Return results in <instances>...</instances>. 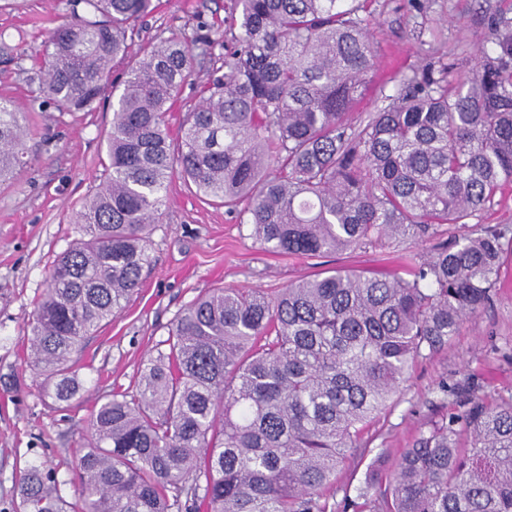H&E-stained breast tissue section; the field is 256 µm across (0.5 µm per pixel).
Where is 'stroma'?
<instances>
[{"instance_id":"1","label":"stroma","mask_w":512,"mask_h":512,"mask_svg":"<svg viewBox=\"0 0 512 512\" xmlns=\"http://www.w3.org/2000/svg\"><path fill=\"white\" fill-rule=\"evenodd\" d=\"M135 45L174 34L194 36L201 26L224 19L229 0H152ZM367 0L374 20L375 85L393 93L394 77L427 62L447 64L454 78L468 76L490 33V16L512 10V0ZM72 0H0V98L13 100L28 115L33 134L26 162L15 179L0 183V512H18L19 473L35 464L53 471L61 493L76 503V452L88 437L97 403L137 380L156 355L175 315L200 293L216 287L259 288L273 292L291 282L339 268L366 273L396 269L404 253H426L406 240L389 247L301 258L263 249L247 226L224 205L199 194L173 176L160 224L151 235L152 264L125 308L92 336L74 368L83 395L58 407L50 381L26 362L35 302L56 257L76 236L75 209L103 180L101 147L112 110L100 102L91 112H60L39 98L37 60L44 33ZM223 48L197 67L172 112L177 131L185 112L199 101V87L221 67ZM504 286L478 314L465 321L448 346L417 360L398 399L365 430L328 498H356L372 474L390 475L401 448L420 427L444 416L463 414L455 393L493 404L512 398V264L502 270ZM447 393H440L439 384Z\"/></svg>"}]
</instances>
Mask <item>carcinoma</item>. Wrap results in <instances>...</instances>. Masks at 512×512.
<instances>
[{
  "instance_id": "carcinoma-1",
  "label": "carcinoma",
  "mask_w": 512,
  "mask_h": 512,
  "mask_svg": "<svg viewBox=\"0 0 512 512\" xmlns=\"http://www.w3.org/2000/svg\"><path fill=\"white\" fill-rule=\"evenodd\" d=\"M45 34L41 91L90 112L107 89L105 178L74 214L78 238L50 269L30 324L29 366L57 404L80 398L70 362L129 302L151 264L174 174L224 204L265 249L290 256L430 239L465 226L512 183V17L460 81L427 63L375 109V49L363 0H231V48L172 138L167 113L215 47L213 30L146 45L128 38L152 0H80ZM25 113L0 99V162L25 153ZM512 230L435 243L401 271L333 270L274 296L213 288L183 308L131 390L92 413L77 452V512H336L323 491L364 427L401 392L412 363L448 346L492 299ZM455 420L418 431L354 512H512V401L467 393ZM23 512H66L54 473L29 466Z\"/></svg>"
}]
</instances>
